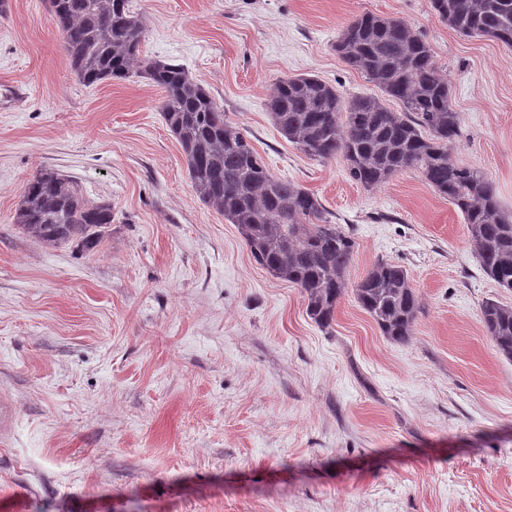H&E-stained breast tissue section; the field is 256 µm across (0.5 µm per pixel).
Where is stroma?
I'll list each match as a JSON object with an SVG mask.
<instances>
[{
  "label": "stroma",
  "instance_id": "obj_1",
  "mask_svg": "<svg viewBox=\"0 0 512 512\" xmlns=\"http://www.w3.org/2000/svg\"><path fill=\"white\" fill-rule=\"evenodd\" d=\"M142 55L183 65L278 178L314 193L355 251L330 330L195 193L163 90L71 71L46 0H0V512H512V361L481 320L512 290L423 181L368 190L276 129L277 79L376 94L334 45L372 12L421 30L462 135L512 214V49L430 0H130ZM110 204L80 253L14 216L37 172ZM406 269L421 311L382 335L353 287Z\"/></svg>",
  "mask_w": 512,
  "mask_h": 512
}]
</instances>
